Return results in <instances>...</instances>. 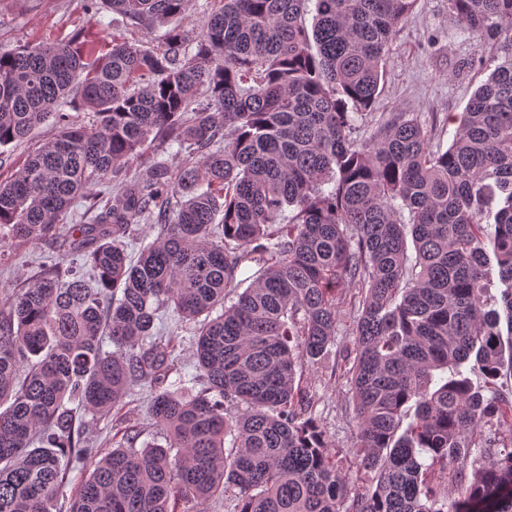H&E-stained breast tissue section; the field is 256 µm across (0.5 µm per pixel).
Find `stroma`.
Segmentation results:
<instances>
[{
  "label": "stroma",
  "instance_id": "1",
  "mask_svg": "<svg viewBox=\"0 0 512 512\" xmlns=\"http://www.w3.org/2000/svg\"><path fill=\"white\" fill-rule=\"evenodd\" d=\"M163 33L160 26L131 28L122 14L109 10L103 19L91 18L86 0H0V51L75 37L99 55L108 51L113 39L124 38L153 47ZM385 67V84L374 112H410L423 123L450 134L454 126L448 121L449 114L463 111L494 65L486 40L457 35L448 17V0H417L413 12L395 29ZM54 132V124L49 121L19 144L0 149V180H9L28 155L48 142ZM92 219V213L77 202L62 217L59 237L37 243L8 239L1 242L0 289L9 293L20 287L45 257H64L72 226L91 223ZM357 303L355 293L343 297L335 344L328 358L301 369L303 387L316 395L317 412L332 441L342 450L349 448L355 429L352 404L340 376L344 356L353 346ZM148 399L145 390L135 388L121 411L88 430V440L105 452L120 440L126 427L132 426L141 432L140 443L156 442V430L147 414Z\"/></svg>",
  "mask_w": 512,
  "mask_h": 512
}]
</instances>
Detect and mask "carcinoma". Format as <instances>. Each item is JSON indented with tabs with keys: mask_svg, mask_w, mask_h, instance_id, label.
<instances>
[{
	"mask_svg": "<svg viewBox=\"0 0 512 512\" xmlns=\"http://www.w3.org/2000/svg\"><path fill=\"white\" fill-rule=\"evenodd\" d=\"M187 2L87 10L154 27ZM415 2L224 0L155 48L0 53V148L58 128L0 183V229L39 242L76 198L95 212L69 264L0 299V512H54L86 468L69 512H177L178 498L204 512L219 497L233 512H512V402L495 391L512 375V0H448L497 64L446 148L406 112L370 111ZM73 88L87 123L57 111ZM134 160L118 198L90 192ZM138 224L159 232L133 260ZM351 288L356 432L341 450L298 366L329 354ZM164 313L194 326L191 377H172ZM137 386L163 443L138 448L130 428L97 455L86 416ZM501 424L493 448L482 429Z\"/></svg>",
	"mask_w": 512,
	"mask_h": 512,
	"instance_id": "1",
	"label": "carcinoma"
}]
</instances>
